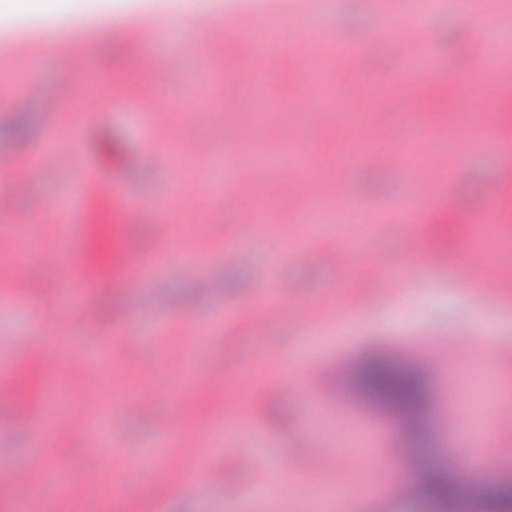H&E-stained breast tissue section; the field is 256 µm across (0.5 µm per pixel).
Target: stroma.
<instances>
[{"mask_svg":"<svg viewBox=\"0 0 512 512\" xmlns=\"http://www.w3.org/2000/svg\"><path fill=\"white\" fill-rule=\"evenodd\" d=\"M419 17L399 0L402 20H416L427 37L434 67L447 71L445 89L465 97L448 112L430 101L439 86L421 87L413 100L397 98L392 80L406 65L408 46L397 29L377 26L376 0H288V27L308 31L297 50L283 40L266 60L264 81L249 38L238 21L244 13L224 0H153V27L141 11L109 7L107 0H62L68 18L111 22V53L95 50L87 31L65 27L54 48L35 37L39 24L25 14L0 12V228L29 223V238H0V267L21 266L24 285L0 275V361H18L13 380L0 382V468L19 462L61 465L70 483L67 498L47 499L39 477L0 496V512H20L24 498L45 501L42 512H336L330 491L355 487L356 512H439L421 487L445 468L449 449L465 458L451 477L463 497L458 512H487V484H512V399L498 396V383H512V324L505 325L495 354L477 344L478 315L494 316L498 300L478 301L464 278L481 276V260L512 281V221L495 206V194L512 187V138L479 134L477 119L491 107L477 80L484 63L472 55L479 33L470 27L459 0H426ZM203 16L207 25H228L227 38L209 42L204 27L191 39L165 44L148 64L142 47L175 20ZM320 31L367 46V63L353 69L336 64V44ZM23 42L25 54L14 53ZM88 57L73 68V55ZM164 79L161 109L141 111L139 89L153 71ZM332 84L368 91L384 99L382 110L341 99L321 125L308 118L318 97L308 90L311 72ZM229 75L255 106L271 109L263 150L278 154L291 140H308L318 161L311 179L321 183L322 205L311 211L292 182L271 175L246 183L271 220L251 224L212 195L213 159L232 151L236 167L250 168L254 146L246 135L252 109L224 106L221 75ZM382 127L376 156L356 167L343 156L351 138L366 137L372 122ZM432 135L400 154L404 132L416 125ZM242 133L228 144L224 133ZM121 136L125 158L104 164L105 134ZM39 163H30L33 153ZM88 162L80 166L77 155ZM462 174L449 179L448 168ZM115 181L142 204L130 226L137 252L162 251L155 227L173 224L178 254L129 303L124 286L105 284L86 294L70 317L60 304L75 285L80 253L63 249L57 261L42 258L40 238L68 221L69 212L88 225L102 199L62 207L72 183ZM422 195L436 206L423 218L431 240H442L443 260L429 275L407 271L413 259L400 233L404 209ZM469 202L471 218L454 204ZM208 246L211 255L198 277L183 270L182 253ZM314 248L316 261L301 252ZM371 267L374 278L362 277ZM399 277V291L384 282ZM286 284L287 297L276 293ZM169 319L181 332L165 345L155 341L157 323ZM114 338L107 372L86 373L82 357L100 340ZM31 342L36 352L17 357ZM381 358L417 374L425 385L420 416L371 401L357 387L360 366ZM223 379L198 384L212 370ZM65 384L68 403L83 405L88 419L116 405L118 445H131L136 461L103 447V435H67L40 448V440L64 418L63 406L47 400L51 383ZM481 384L483 405L456 433L459 402ZM150 391L149 412L133 405ZM177 419L184 442H169L162 430ZM495 468H486L483 455ZM171 456L179 469H166ZM331 466L319 471L320 459ZM138 476L122 496L99 490L98 461Z\"/></svg>","mask_w":512,"mask_h":512,"instance_id":"obj_1","label":"stroma"}]
</instances>
